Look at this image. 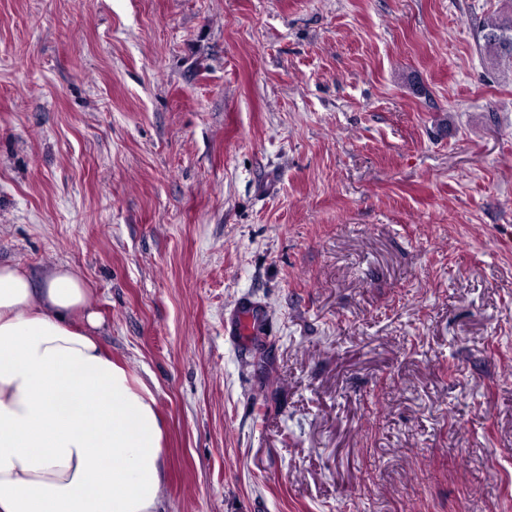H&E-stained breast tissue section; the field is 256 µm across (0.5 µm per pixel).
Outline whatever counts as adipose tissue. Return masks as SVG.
Instances as JSON below:
<instances>
[{
  "mask_svg": "<svg viewBox=\"0 0 512 512\" xmlns=\"http://www.w3.org/2000/svg\"><path fill=\"white\" fill-rule=\"evenodd\" d=\"M100 325L68 268L0 265V512H157L161 419Z\"/></svg>",
  "mask_w": 512,
  "mask_h": 512,
  "instance_id": "obj_1",
  "label": "adipose tissue"
}]
</instances>
